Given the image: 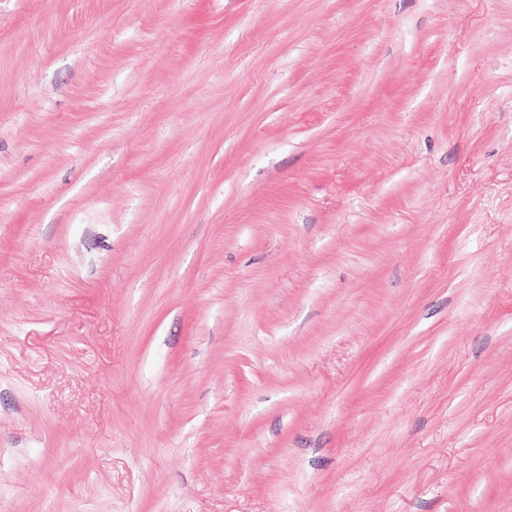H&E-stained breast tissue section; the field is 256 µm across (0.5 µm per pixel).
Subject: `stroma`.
I'll use <instances>...</instances> for the list:
<instances>
[{
    "mask_svg": "<svg viewBox=\"0 0 512 512\" xmlns=\"http://www.w3.org/2000/svg\"><path fill=\"white\" fill-rule=\"evenodd\" d=\"M0 512H512V0H0Z\"/></svg>",
    "mask_w": 512,
    "mask_h": 512,
    "instance_id": "1",
    "label": "stroma"
}]
</instances>
